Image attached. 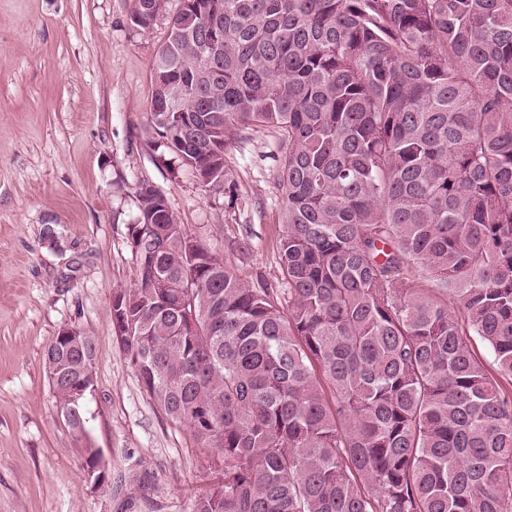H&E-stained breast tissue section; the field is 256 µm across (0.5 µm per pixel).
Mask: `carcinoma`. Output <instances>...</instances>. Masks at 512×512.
<instances>
[{
  "label": "carcinoma",
  "instance_id": "1",
  "mask_svg": "<svg viewBox=\"0 0 512 512\" xmlns=\"http://www.w3.org/2000/svg\"><path fill=\"white\" fill-rule=\"evenodd\" d=\"M152 69L147 135L202 187L245 130L287 141L278 288L137 190L112 327L224 464L190 512H512V0H186Z\"/></svg>",
  "mask_w": 512,
  "mask_h": 512
}]
</instances>
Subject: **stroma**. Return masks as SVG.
<instances>
[{
  "label": "stroma",
  "instance_id": "1",
  "mask_svg": "<svg viewBox=\"0 0 512 512\" xmlns=\"http://www.w3.org/2000/svg\"><path fill=\"white\" fill-rule=\"evenodd\" d=\"M135 6L0 0V512H188L223 478L213 450L155 407L112 328L113 290L137 282L128 228L139 184L241 278L281 282V136L249 129L228 149L232 198L147 143L151 60L180 0L147 30L131 26ZM71 325L96 344L83 416L108 475L101 487L44 363Z\"/></svg>",
  "mask_w": 512,
  "mask_h": 512
}]
</instances>
